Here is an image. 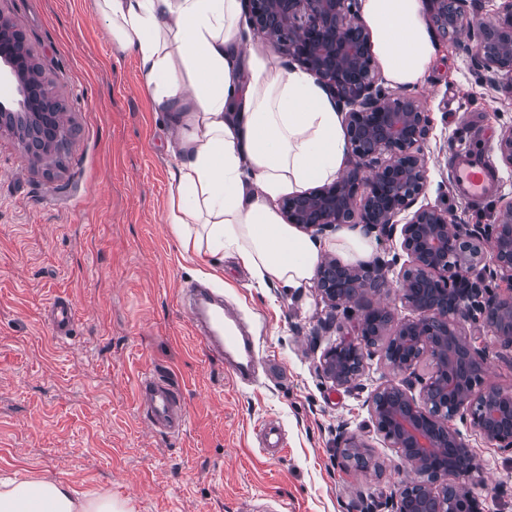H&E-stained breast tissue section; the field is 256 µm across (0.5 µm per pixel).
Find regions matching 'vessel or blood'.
Instances as JSON below:
<instances>
[{
  "label": "vessel or blood",
  "mask_w": 512,
  "mask_h": 512,
  "mask_svg": "<svg viewBox=\"0 0 512 512\" xmlns=\"http://www.w3.org/2000/svg\"><path fill=\"white\" fill-rule=\"evenodd\" d=\"M454 185L459 195L470 202L488 199L497 189L499 177L489 157H477L459 149L452 164ZM188 317L199 334V341L210 352L224 357L240 380H248L256 366L254 339L242 330L237 315L214 301L208 290H200ZM75 320L72 305L54 299L49 324L57 338H64ZM139 398L146 408L150 428L171 435L179 434L186 424L180 395L169 383L148 374L138 385Z\"/></svg>",
  "instance_id": "b4317fda"
}]
</instances>
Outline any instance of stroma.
Masks as SVG:
<instances>
[{"label":"stroma","instance_id":"1","mask_svg":"<svg viewBox=\"0 0 512 512\" xmlns=\"http://www.w3.org/2000/svg\"><path fill=\"white\" fill-rule=\"evenodd\" d=\"M73 129L58 161H32L0 131V473L65 479L127 501L132 512H361L408 478L392 449L370 435L365 468H343L336 434L369 421L370 392L391 374L372 348L358 387L334 388L316 365L356 313L332 311L313 284L258 286L233 253L218 265L183 252L166 222L172 136L155 111L135 55L112 40L92 0H0ZM438 57L412 88L432 129L424 146L423 205L487 226L512 200V167L497 146L512 129V96L490 90L468 38H435ZM486 150L498 191L478 204L453 191L459 146ZM201 284L222 296L255 340L251 381L235 378L194 335L184 309ZM69 299L68 338L44 322ZM484 378L512 390V350L478 329ZM170 376L187 423L150 429L138 397L148 373ZM280 427L283 449L259 433ZM467 441L481 459L474 491L485 512H512V453Z\"/></svg>","mask_w":512,"mask_h":512}]
</instances>
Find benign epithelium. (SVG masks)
I'll return each mask as SVG.
<instances>
[{
  "label": "benign epithelium",
  "instance_id": "benign-epithelium-1",
  "mask_svg": "<svg viewBox=\"0 0 512 512\" xmlns=\"http://www.w3.org/2000/svg\"><path fill=\"white\" fill-rule=\"evenodd\" d=\"M465 2L426 0L442 36L468 33L476 42L473 65L487 73L490 85L512 88V0H502L481 25L468 16ZM357 4L246 0L253 31L312 75L340 107L352 157L332 183L282 199L286 223L312 236L362 224L389 237L399 228L409 257L394 285L375 266L322 257L316 289L332 309L358 303L369 288L393 286L414 316L396 322L388 308H362L356 336L328 347L317 371L334 388L353 387L365 373L370 348L379 345L396 378L376 387L365 405L383 443L417 479L366 512H483L472 491L482 466L454 422L466 424L490 447L512 452V391L485 383V349L463 322L486 327L512 348V199L487 231L456 223L446 208H414L427 187L423 146L429 116L412 96L381 86ZM2 81L15 93L0 98V122L22 118L35 131L20 136L24 148L38 160L49 156L66 134L61 114L43 101L40 68L24 49L22 34L0 15ZM489 253L493 277L509 284L506 293L490 285ZM423 361L430 371L420 378L415 369ZM369 448L361 435L341 432L336 438V451L346 461L360 462Z\"/></svg>",
  "mask_w": 512,
  "mask_h": 512
}]
</instances>
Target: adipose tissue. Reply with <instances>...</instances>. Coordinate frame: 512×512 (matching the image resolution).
I'll return each mask as SVG.
<instances>
[{
  "instance_id": "ef3b65f1",
  "label": "adipose tissue",
  "mask_w": 512,
  "mask_h": 512,
  "mask_svg": "<svg viewBox=\"0 0 512 512\" xmlns=\"http://www.w3.org/2000/svg\"><path fill=\"white\" fill-rule=\"evenodd\" d=\"M113 40L139 60L155 111L175 132L167 221L182 248L234 250L259 284L299 288L320 242L283 223L277 202L334 181L346 164L342 114L304 70L247 49L241 0H93ZM390 84L415 86L436 46L422 0H360ZM0 512H129L62 479H0Z\"/></svg>"
}]
</instances>
